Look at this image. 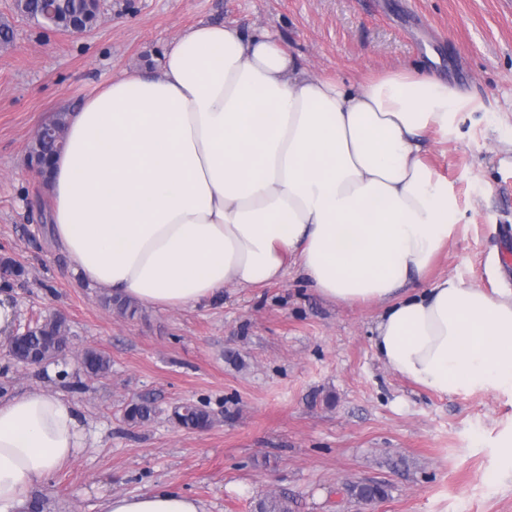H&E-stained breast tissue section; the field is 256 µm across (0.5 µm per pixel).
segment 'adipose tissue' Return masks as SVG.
I'll use <instances>...</instances> for the list:
<instances>
[{
  "label": "adipose tissue",
  "instance_id": "adipose-tissue-1",
  "mask_svg": "<svg viewBox=\"0 0 512 512\" xmlns=\"http://www.w3.org/2000/svg\"><path fill=\"white\" fill-rule=\"evenodd\" d=\"M470 103L417 68L315 77L269 30L200 24L169 45L160 77L113 74L70 112L46 186L53 235L85 283L162 309L296 264L332 302L379 305L376 354L417 385L512 390V294L425 282L456 205L424 142ZM83 446L64 395L0 400V512H23ZM105 512L204 508L159 489Z\"/></svg>",
  "mask_w": 512,
  "mask_h": 512
}]
</instances>
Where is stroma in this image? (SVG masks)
Instances as JSON below:
<instances>
[{"label": "stroma", "instance_id": "obj_1", "mask_svg": "<svg viewBox=\"0 0 512 512\" xmlns=\"http://www.w3.org/2000/svg\"><path fill=\"white\" fill-rule=\"evenodd\" d=\"M1 21L14 37L0 51V259L28 272L9 290L16 324L63 316L71 352L25 368L0 346V397L63 394L87 441L33 492L38 512H102L110 496L162 485L205 512H254L269 495L291 512H358L346 493L358 482L386 485L374 512H512V391L415 386L375 353L377 305L327 301L294 266L192 310L120 315L32 220L44 184L26 163L42 124L112 74H159L167 46L199 23L271 29L309 74L346 82L417 64L475 102L427 141L457 206L428 278L512 292V0H104L79 36L42 33L0 0ZM87 349L110 358L105 377L83 371ZM144 395L156 414L132 424L125 408ZM184 403L213 424L173 423Z\"/></svg>", "mask_w": 512, "mask_h": 512}]
</instances>
